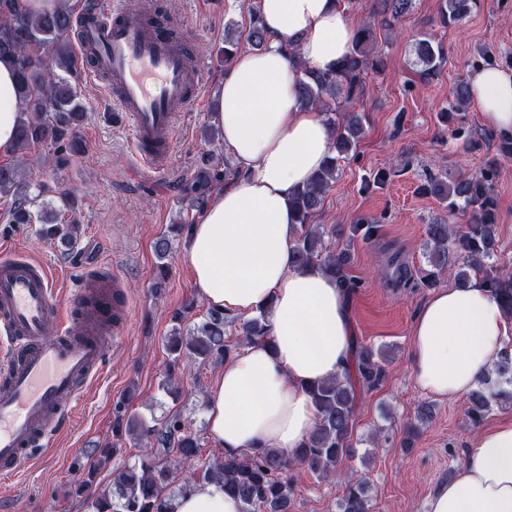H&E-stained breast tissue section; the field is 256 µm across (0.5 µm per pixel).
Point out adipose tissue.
Returning <instances> with one entry per match:
<instances>
[{
    "instance_id": "obj_1",
    "label": "adipose tissue",
    "mask_w": 512,
    "mask_h": 512,
    "mask_svg": "<svg viewBox=\"0 0 512 512\" xmlns=\"http://www.w3.org/2000/svg\"><path fill=\"white\" fill-rule=\"evenodd\" d=\"M268 43L234 56L213 118L243 177L214 193L193 225L185 259L199 296L225 312L264 314L267 336L246 345L207 393L209 436L226 453L300 447L317 421L310 383L341 373L350 353V310L335 279L291 263L292 199L330 154L321 112L302 106L303 69H336L356 29L342 0H258ZM298 56H291V49ZM470 96L485 124L512 136V69L470 72ZM17 73L0 58V153L16 144ZM512 320L481 278L431 294L411 329V374L430 395H467L501 357ZM175 512H242L217 484L177 498ZM427 512H512V422L485 427Z\"/></svg>"
}]
</instances>
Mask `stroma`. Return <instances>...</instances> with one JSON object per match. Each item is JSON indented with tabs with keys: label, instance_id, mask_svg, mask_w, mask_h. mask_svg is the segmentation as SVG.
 <instances>
[{
	"label": "stroma",
	"instance_id": "obj_1",
	"mask_svg": "<svg viewBox=\"0 0 512 512\" xmlns=\"http://www.w3.org/2000/svg\"><path fill=\"white\" fill-rule=\"evenodd\" d=\"M163 2L189 26L206 79L203 101L179 121L168 168L157 175L137 171L129 128L112 119L111 95L86 79L80 87L86 112L83 157L60 168L48 149L38 147L26 156L34 181L75 190L80 207L76 242L47 240L39 237L37 225L9 223L10 203L0 198V244L56 268L61 295L72 292L81 269L104 265L118 269L131 301L126 334L110 352L99 380L86 387L70 426L51 447L40 450L36 465L20 475L0 477V512H88L89 497L111 486L114 469L137 459L132 441L112 431L121 402H128L129 413L146 419L180 413L194 432L206 433L200 392L210 388L221 365L201 366L197 379H185L175 397L160 384L173 311L189 307L185 324L190 327L209 305L197 295L192 269L183 259L186 237L172 238L163 259L154 245L171 225L199 222L183 189L204 161L224 163L223 142L207 140L215 127L214 92L226 70L217 51L226 29L247 33L250 16L242 0ZM345 6L354 25L375 27L385 69L365 80L357 106L364 134L355 155L342 161L314 221L342 227L330 243L350 254V273L362 282L351 304L354 331L384 351L391 363L383 385L363 395L355 422V455L337 470L370 483L374 512H426L429 495L463 464L478 432L467 416L466 398L429 395L410 371L411 327L432 293L422 280L430 267L423 253L426 226L444 220L461 231L472 220L470 211L448 212L427 192V178L495 170L494 263L512 277V163L502 161L498 136L485 126L476 106L446 111L455 85L467 80L481 60L512 68V0H479L465 20L448 28L438 22L440 0H413L397 23L399 36L391 38L381 27V0H345ZM425 37L442 43L447 53L441 72L429 80L415 66V43ZM460 125L474 130L477 142L455 138ZM382 169L389 170L388 179L364 190V183ZM365 219L382 224L379 237L368 243L347 232L349 225ZM395 255L408 266L409 287L392 288L379 281ZM424 403L432 414L421 423L417 410ZM413 423L419 433L407 448L403 440ZM106 447L112 450L110 464L97 467L93 485L76 493L79 466H97L99 451ZM340 494L339 483L299 471L291 512H340Z\"/></svg>",
	"mask_w": 512,
	"mask_h": 512
}]
</instances>
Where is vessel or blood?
Returning a JSON list of instances; mask_svg holds the SVG:
<instances>
[{"label": "vessel or blood", "mask_w": 512, "mask_h": 512, "mask_svg": "<svg viewBox=\"0 0 512 512\" xmlns=\"http://www.w3.org/2000/svg\"><path fill=\"white\" fill-rule=\"evenodd\" d=\"M174 16L143 0H93L78 25L77 50L91 81L111 94L133 127V149L151 170L167 167L178 120L202 98L205 75ZM119 273L94 268L76 293L56 296L51 268L22 252L0 255V472L14 474L48 445L68 418L67 403L97 379L128 326Z\"/></svg>", "instance_id": "b4317fda"}]
</instances>
